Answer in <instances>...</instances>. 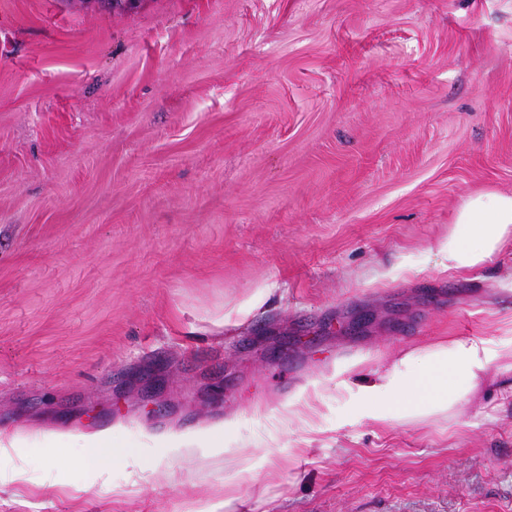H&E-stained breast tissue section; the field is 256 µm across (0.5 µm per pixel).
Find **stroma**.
Wrapping results in <instances>:
<instances>
[{
	"instance_id": "1",
	"label": "stroma",
	"mask_w": 512,
	"mask_h": 512,
	"mask_svg": "<svg viewBox=\"0 0 512 512\" xmlns=\"http://www.w3.org/2000/svg\"><path fill=\"white\" fill-rule=\"evenodd\" d=\"M487 189L512 0H0V512H512L500 363L452 425L343 388L512 339V248L437 254ZM54 439L59 443H68L72 441L81 442V448H85V458L93 460L100 464H107L120 460L126 456L122 448H112V431H101L91 435H82L72 437L69 434H57Z\"/></svg>"
}]
</instances>
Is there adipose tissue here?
I'll use <instances>...</instances> for the list:
<instances>
[{
  "label": "adipose tissue",
  "instance_id": "obj_1",
  "mask_svg": "<svg viewBox=\"0 0 512 512\" xmlns=\"http://www.w3.org/2000/svg\"><path fill=\"white\" fill-rule=\"evenodd\" d=\"M441 243L443 270L466 275L491 262L512 242V194L484 190L469 195ZM512 357V340L498 345L481 337H458L404 353L390 369L356 382L355 413L375 422L453 419L458 405L480 386L487 369Z\"/></svg>",
  "mask_w": 512,
  "mask_h": 512
}]
</instances>
